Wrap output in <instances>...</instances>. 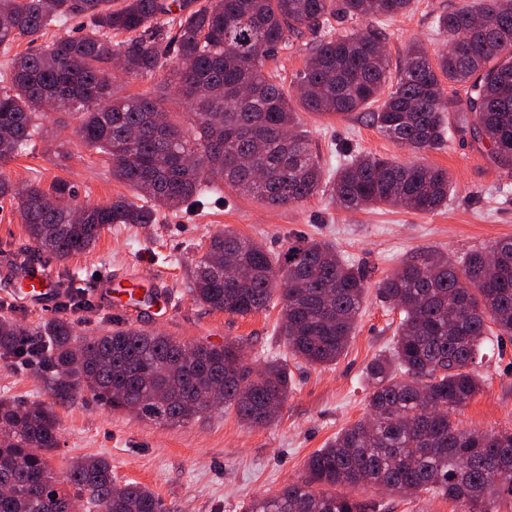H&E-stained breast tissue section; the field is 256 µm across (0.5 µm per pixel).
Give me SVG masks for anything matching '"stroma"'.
I'll list each match as a JSON object with an SVG mask.
<instances>
[{"mask_svg": "<svg viewBox=\"0 0 512 512\" xmlns=\"http://www.w3.org/2000/svg\"><path fill=\"white\" fill-rule=\"evenodd\" d=\"M462 2L415 0L407 14L368 18L360 26L382 33L396 63L415 42L432 54L444 48L434 19ZM314 40V34L304 33L268 61L286 89L295 88ZM297 116L326 170H336L358 153L399 161L412 157L363 113L327 117L301 109ZM76 126L72 118L49 125L33 150L7 165L6 175L17 185L34 182L47 189L63 184L87 205L132 197L128 186L113 179L106 157L83 147ZM425 159L447 169L451 181L447 205L432 213L388 206L346 212L326 192L275 206L219 181L205 190L201 205L161 210L153 224L113 225L85 253L64 260L32 255L23 269L16 257L31 250L24 220L15 200L0 198V316L28 330L64 317L73 322L80 340L130 325L192 344L237 340L252 367L261 368L268 357L287 351L279 334L280 305L239 316L196 302L190 292L194 261L210 237L228 228L278 254L299 238L326 241L348 263L368 269L375 282L423 252L441 251L457 262L468 252L512 237V173L499 168L484 146L461 143L452 134ZM45 269L57 281L71 283L73 301L59 296L47 308L13 295L14 286L31 272ZM130 287L135 297H126ZM398 320L397 311L368 293L356 332L335 364L289 359L291 392L275 423L261 429L248 428L222 410L182 425L141 420L110 410L87 393H54L47 369L17 362L0 363V399L52 406L60 427L59 445L49 459L55 473H64L72 460L101 456L111 462L117 480L148 487L169 512H241L251 498L300 479L308 456L365 413V368L389 349ZM479 372L481 389L457 415V423L483 431L512 428V338L495 337L485 344ZM353 494L385 501L387 512H456L451 502L426 494L387 498L373 488H357Z\"/></svg>", "mask_w": 512, "mask_h": 512, "instance_id": "stroma-1", "label": "stroma"}]
</instances>
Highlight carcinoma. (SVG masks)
Wrapping results in <instances>:
<instances>
[{
  "instance_id": "cac0c4a2",
  "label": "carcinoma",
  "mask_w": 512,
  "mask_h": 512,
  "mask_svg": "<svg viewBox=\"0 0 512 512\" xmlns=\"http://www.w3.org/2000/svg\"><path fill=\"white\" fill-rule=\"evenodd\" d=\"M414 0H202L172 16L167 0H0V54L35 42L50 27L84 19L86 34L60 36L17 54L0 75V197L18 200L34 246L67 259L93 247L114 224H153L219 179L271 205L300 203L326 191L344 209L378 205L431 213L448 203V171L420 162L360 154L328 173L292 107L350 115L373 103L370 122L424 155L455 132L488 145L512 172V0H479L436 17L448 50L430 59L414 45L396 70L379 33L348 28L320 40L290 94L266 62L293 37L332 22L394 17ZM128 38L117 41L115 37ZM122 58L128 74L148 75L175 61L169 84L197 117L184 128L166 108L168 93L117 95L105 65ZM460 85L465 98L448 96ZM53 111L76 117L84 147L102 153L112 177L137 201L104 205L65 199L30 182L17 189L4 168L28 150ZM399 312L392 346L366 367L368 415L342 428L305 462V477L250 500L242 512H382L370 499L326 488L376 486L391 494L430 493L458 512H500L512 498V429H461L453 417L482 385V348L512 335V238L466 255L456 266L424 252L376 283ZM369 290L365 269L348 265L319 240L288 243L273 256L260 242L224 229L195 264L194 299L215 311L246 316L281 305L288 353L331 365L355 334ZM37 358L55 391L87 392L112 410L159 424H184L212 410H233L251 428L274 422L292 385L287 358L263 369L247 365L242 347L184 344L138 328L74 339L54 319L28 332L0 316V361ZM50 406L0 399V512H167L137 483H120L103 457L72 461L58 478L47 455L58 445Z\"/></svg>"
}]
</instances>
